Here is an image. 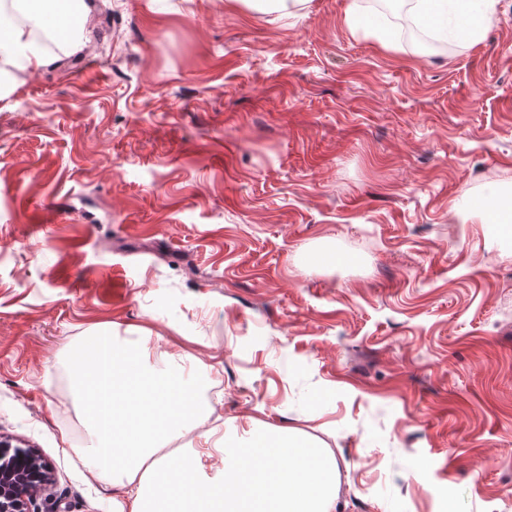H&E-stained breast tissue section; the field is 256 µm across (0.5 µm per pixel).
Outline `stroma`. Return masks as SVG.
<instances>
[{"label":"stroma","mask_w":512,"mask_h":512,"mask_svg":"<svg viewBox=\"0 0 512 512\" xmlns=\"http://www.w3.org/2000/svg\"><path fill=\"white\" fill-rule=\"evenodd\" d=\"M81 56L0 100V434L116 512L77 450L81 337L188 355L227 448L255 422L339 461L336 512H512V0L477 43L399 52L348 0H86ZM341 256L331 264L330 255ZM359 1H353V5L346 11L345 21L352 33L363 32L377 37L383 43L384 47L396 50L397 43L387 37L386 33L377 26L374 30H369L367 22L362 18ZM501 196L495 188H489L477 203L463 212L461 224H497L496 227L501 234L511 236V219L509 222V220L501 221L494 217L501 208Z\"/></svg>","instance_id":"1"}]
</instances>
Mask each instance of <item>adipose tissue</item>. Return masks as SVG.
<instances>
[{"label":"adipose tissue","instance_id":"1","mask_svg":"<svg viewBox=\"0 0 512 512\" xmlns=\"http://www.w3.org/2000/svg\"><path fill=\"white\" fill-rule=\"evenodd\" d=\"M12 6L39 25L56 23L69 54L84 51L83 37L70 32L72 9L52 15L43 0H12ZM20 60L31 69L53 63L31 29L15 24L0 35V64ZM150 342L147 335L121 340L103 331L84 337L71 361L89 432L79 456L121 490L117 512H335L338 462L296 428L254 431L235 470L202 480L201 455L223 453L224 428L186 387L179 356ZM191 431L199 448L171 461L166 442Z\"/></svg>","mask_w":512,"mask_h":512}]
</instances>
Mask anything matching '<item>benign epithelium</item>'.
<instances>
[{
    "label": "benign epithelium",
    "instance_id": "7a95c632",
    "mask_svg": "<svg viewBox=\"0 0 512 512\" xmlns=\"http://www.w3.org/2000/svg\"><path fill=\"white\" fill-rule=\"evenodd\" d=\"M0 436V512H28L30 497L51 483V471L33 448L12 447Z\"/></svg>",
    "mask_w": 512,
    "mask_h": 512
}]
</instances>
